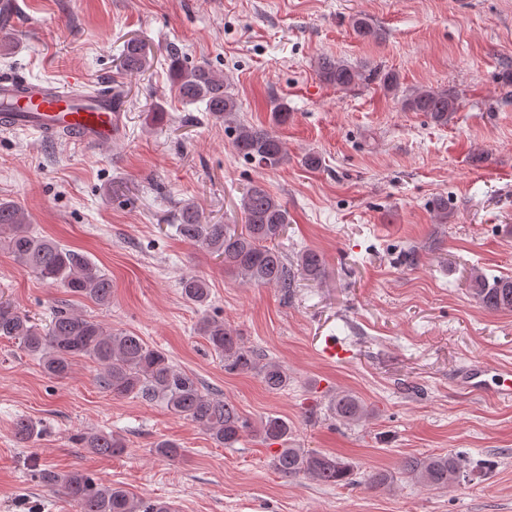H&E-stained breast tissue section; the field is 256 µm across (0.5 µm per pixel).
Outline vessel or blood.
<instances>
[{
	"label": "vessel or blood",
	"mask_w": 512,
	"mask_h": 512,
	"mask_svg": "<svg viewBox=\"0 0 512 512\" xmlns=\"http://www.w3.org/2000/svg\"><path fill=\"white\" fill-rule=\"evenodd\" d=\"M80 79L72 78L56 88L13 76L0 78V104L9 110L0 114V130L32 131L47 138L66 131L69 140L88 148L111 146L125 136L122 114L111 88L79 93ZM483 363L468 366L456 378L459 388L512 398V380L487 378Z\"/></svg>",
	"instance_id": "obj_1"
}]
</instances>
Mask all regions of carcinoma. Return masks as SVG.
<instances>
[{
    "label": "carcinoma",
    "instance_id": "1",
    "mask_svg": "<svg viewBox=\"0 0 512 512\" xmlns=\"http://www.w3.org/2000/svg\"><path fill=\"white\" fill-rule=\"evenodd\" d=\"M354 33L363 39L381 36L371 21L358 15L352 18ZM169 77L179 96L187 103L201 101L216 120L231 126L233 146L244 159L265 168L275 169L288 161V152L272 131L236 122L237 99L229 91L224 75L207 65H186L182 50L168 47ZM124 68L131 73L142 71L147 54L136 40L122 51ZM321 79L336 87L348 88L361 74L342 60L323 58L319 66ZM403 107L424 112L440 126L456 111L458 96L448 90L420 87L402 98ZM242 225L205 224L199 211L185 205L179 215L176 233L221 259L224 269L257 286H275L291 293L296 277L318 279L324 274L325 260L313 250L297 255L296 264L288 263L280 250L279 239L289 224L288 209L263 186L249 187L240 201ZM0 242L14 261L36 274L53 288L94 300L107 306L112 302V279L82 254L68 249L47 236L31 230L24 210L10 201H0ZM473 294L486 309L512 312V277L494 278L489 282L481 274L473 276ZM181 293L191 303L203 307L210 298V285L202 276H190L181 282ZM199 331L211 349L224 359V371L231 374L256 373L265 388L278 392L288 386V371L272 360H263L256 350L224 322L203 318ZM0 336L18 341L37 356L46 373L66 377L78 357H89L102 367L101 387L114 397H141L163 401L174 414L201 426L219 445L233 448L245 437L255 435L268 445L278 444L272 466L284 478H305L326 486L353 485L354 467L344 458L288 443L290 427L278 416H268L254 426L230 401L205 390L186 372L172 364L167 353L149 345L142 337L120 329H109L86 315L68 309L55 312L49 325L39 326L10 301L0 300ZM330 416L344 424H355L367 415L363 400L349 391H341L330 401ZM15 438L27 443L38 436V424L20 416L13 423ZM82 447L99 455L112 457L124 451L121 437L106 432L90 433L79 438ZM155 453L170 461L183 456L174 442L160 441ZM403 474L411 482L428 489H446L463 477V465L452 453L409 456L403 462ZM40 482L58 488L72 501L77 512H172L165 501L138 499L124 489L103 486L92 478L73 471L58 474L44 470Z\"/></svg>",
    "mask_w": 512,
    "mask_h": 512
}]
</instances>
